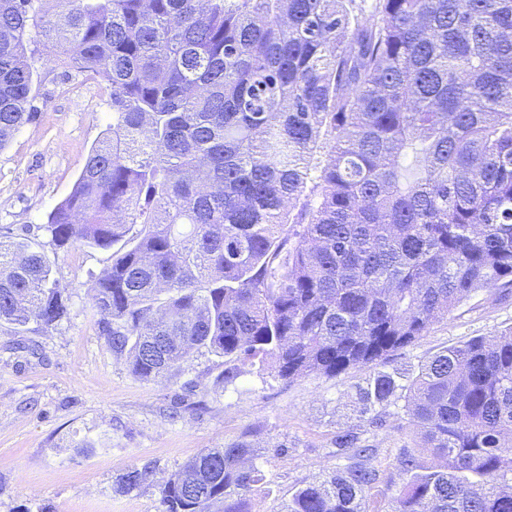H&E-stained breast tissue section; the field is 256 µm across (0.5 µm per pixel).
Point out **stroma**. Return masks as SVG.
Returning <instances> with one entry per match:
<instances>
[{
  "mask_svg": "<svg viewBox=\"0 0 512 512\" xmlns=\"http://www.w3.org/2000/svg\"><path fill=\"white\" fill-rule=\"evenodd\" d=\"M35 68L37 118L0 150V235L39 243L69 315L44 329L0 324V512H161L171 474L202 450L246 435L267 481L250 494L249 512H281L305 481L335 470L336 431L360 422L352 403L361 373L287 382L202 348L159 380L132 375L91 300L111 251L61 249L45 229L112 122L111 88L65 72L53 56ZM510 329L512 289L479 290L385 367L412 376L444 348ZM400 422L390 408L386 427L370 438L384 477L369 494L375 512H388L395 460L411 442ZM132 468L144 481L118 491Z\"/></svg>",
  "mask_w": 512,
  "mask_h": 512,
  "instance_id": "35a3bbf8",
  "label": "stroma"
}]
</instances>
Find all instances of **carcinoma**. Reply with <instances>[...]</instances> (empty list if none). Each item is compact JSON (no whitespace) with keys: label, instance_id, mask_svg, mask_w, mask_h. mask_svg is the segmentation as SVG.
I'll use <instances>...</instances> for the list:
<instances>
[{"label":"carcinoma","instance_id":"1","mask_svg":"<svg viewBox=\"0 0 512 512\" xmlns=\"http://www.w3.org/2000/svg\"><path fill=\"white\" fill-rule=\"evenodd\" d=\"M352 2L0 0V150L36 117L29 46L104 78L109 134L45 229L112 250L92 303L131 373L202 347L285 381L362 371L369 425L402 400L419 438L389 512H512V331L405 381L376 370L471 293L512 288V0H376L375 20ZM67 315L39 246L0 239V321ZM333 446L344 464L281 512H373L376 448L354 426ZM258 459L201 451L163 512H248Z\"/></svg>","mask_w":512,"mask_h":512}]
</instances>
